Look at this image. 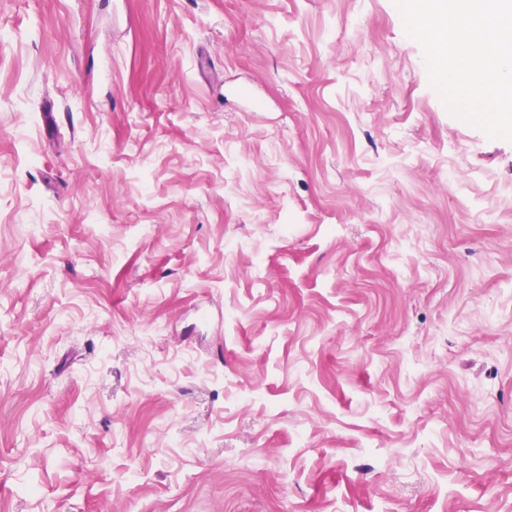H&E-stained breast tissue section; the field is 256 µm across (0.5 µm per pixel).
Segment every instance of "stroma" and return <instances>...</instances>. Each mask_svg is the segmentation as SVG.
<instances>
[{
  "instance_id": "1",
  "label": "stroma",
  "mask_w": 512,
  "mask_h": 512,
  "mask_svg": "<svg viewBox=\"0 0 512 512\" xmlns=\"http://www.w3.org/2000/svg\"><path fill=\"white\" fill-rule=\"evenodd\" d=\"M0 0V512H512V142L393 0Z\"/></svg>"
}]
</instances>
